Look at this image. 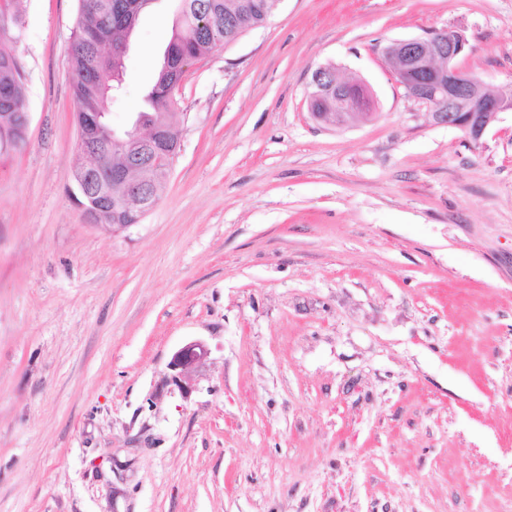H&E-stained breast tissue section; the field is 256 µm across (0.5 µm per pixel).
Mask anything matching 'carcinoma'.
Returning <instances> with one entry per match:
<instances>
[{
	"label": "carcinoma",
	"mask_w": 512,
	"mask_h": 512,
	"mask_svg": "<svg viewBox=\"0 0 512 512\" xmlns=\"http://www.w3.org/2000/svg\"><path fill=\"white\" fill-rule=\"evenodd\" d=\"M118 0H77V17L71 32L69 55L74 73L73 100L77 112L107 111V104L118 91L126 73L124 46L131 36L121 12L115 7ZM279 0H178V17L172 29L155 80L145 95L144 122L165 135L168 149L176 148L178 136L172 118L174 95L182 78L181 64L201 60L234 41L246 29L262 27L275 10ZM14 0L0 3V14L8 15L9 25L0 28V113L13 116L0 126V148L5 143L24 142L28 103L24 77L18 67V55L5 44L17 40L12 31L22 27ZM104 29L108 42L103 47L112 51V65L99 72L94 65L90 34ZM142 151L108 149L102 155L105 166L115 175L107 185L110 209L108 224H130L132 219L118 207L125 195L126 180L131 174L155 183L154 191L162 190L159 176L167 166L168 153H156L136 159Z\"/></svg>",
	"instance_id": "1"
}]
</instances>
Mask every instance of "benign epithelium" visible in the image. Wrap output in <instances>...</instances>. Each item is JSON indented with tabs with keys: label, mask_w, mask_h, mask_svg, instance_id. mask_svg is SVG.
Returning a JSON list of instances; mask_svg holds the SVG:
<instances>
[{
	"label": "benign epithelium",
	"mask_w": 512,
	"mask_h": 512,
	"mask_svg": "<svg viewBox=\"0 0 512 512\" xmlns=\"http://www.w3.org/2000/svg\"><path fill=\"white\" fill-rule=\"evenodd\" d=\"M446 33V37L435 31L426 37L395 40L385 47L384 56L390 64L400 60L404 69L416 71L422 77V83L432 86L431 94L423 95L420 89L414 88L411 97L429 107L435 123L461 129L472 143L478 144L498 114L512 112V84L498 88L494 94L484 93L485 84L481 78L460 65L468 53L467 39L455 29L450 28ZM325 85L336 88V112L326 120L329 125L345 126L356 119V112L372 107L366 86H361L360 96L351 98L345 95L350 86L333 81L331 73L322 68L315 72L310 83L309 105H314L318 91ZM143 128L145 125L137 118L127 130H112V147L121 149L128 140L141 137L149 144L157 143L158 132L149 130L143 134ZM101 129L102 116L99 114L88 117L84 127L77 129V146L82 155L79 176L99 181L104 173L96 158L91 132ZM124 207L138 214L149 209V199L143 195L139 183H131L124 196ZM208 355L206 344L193 341L173 354L169 366L182 375L202 365Z\"/></svg>",
	"instance_id": "benign-epithelium-1"
}]
</instances>
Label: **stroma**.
I'll return each instance as SVG.
<instances>
[{
	"instance_id": "35a3bbf8",
	"label": "stroma",
	"mask_w": 512,
	"mask_h": 512,
	"mask_svg": "<svg viewBox=\"0 0 512 512\" xmlns=\"http://www.w3.org/2000/svg\"><path fill=\"white\" fill-rule=\"evenodd\" d=\"M130 42L115 128L176 20ZM27 140L0 154V512H512V112L480 145L385 60L460 28L512 84V0H280L188 66L139 224L89 223L76 0H22ZM335 65L374 98L317 122ZM206 362L176 377L192 341ZM323 85H327L329 88L336 87V108L331 106L321 111L334 112L332 113L333 115L330 116L328 120H322L321 118L316 117L326 124L334 125L336 127L348 125L351 121L357 119L355 113L359 112L356 111H366L370 110L372 107V99L365 85L360 84L361 92L360 96L357 98L345 96L343 93L348 91L351 88V85L346 86L337 80L336 82L333 81L331 73L324 70L323 68H320L314 74L313 80L310 83L311 91L308 94L309 107L313 116L314 100L318 94V91L323 89ZM209 355V349L201 341H193L179 348L172 356L169 366L179 375L202 365ZM176 376L179 377L180 376Z\"/></svg>"
}]
</instances>
